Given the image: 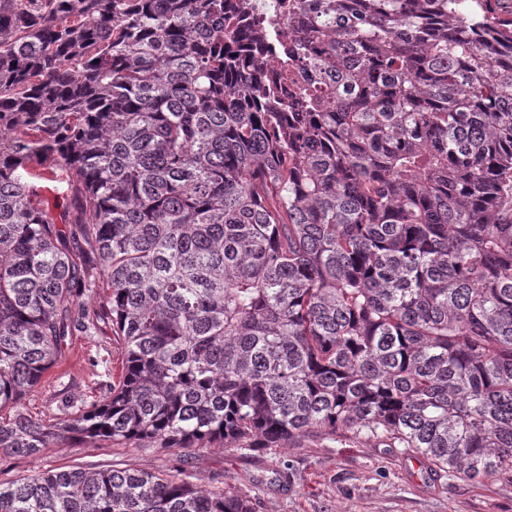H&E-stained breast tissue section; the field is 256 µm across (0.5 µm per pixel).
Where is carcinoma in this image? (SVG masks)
<instances>
[{
	"label": "carcinoma",
	"instance_id": "1",
	"mask_svg": "<svg viewBox=\"0 0 512 512\" xmlns=\"http://www.w3.org/2000/svg\"><path fill=\"white\" fill-rule=\"evenodd\" d=\"M499 0H0V457L366 434L512 478V17ZM278 82L265 80L267 71ZM66 175L62 223L33 180ZM101 288L90 311L84 292ZM124 371L21 400L78 326ZM0 512H255L124 469Z\"/></svg>",
	"mask_w": 512,
	"mask_h": 512
}]
</instances>
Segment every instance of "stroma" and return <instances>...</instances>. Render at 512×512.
Masks as SVG:
<instances>
[{
    "label": "stroma",
    "mask_w": 512,
    "mask_h": 512,
    "mask_svg": "<svg viewBox=\"0 0 512 512\" xmlns=\"http://www.w3.org/2000/svg\"><path fill=\"white\" fill-rule=\"evenodd\" d=\"M121 345L109 322L96 335L74 333L41 383L21 402L33 418H55L61 397L93 402L117 382ZM113 466L168 477L191 475L198 487H236L256 499V512H512V480L431 471L422 459L367 437L336 441L318 434L278 448L234 447L175 453L152 444L71 441L36 457L0 459V484L40 470Z\"/></svg>",
    "instance_id": "stroma-1"
}]
</instances>
